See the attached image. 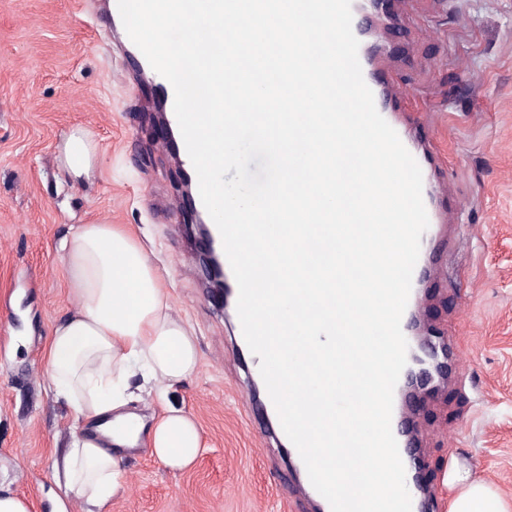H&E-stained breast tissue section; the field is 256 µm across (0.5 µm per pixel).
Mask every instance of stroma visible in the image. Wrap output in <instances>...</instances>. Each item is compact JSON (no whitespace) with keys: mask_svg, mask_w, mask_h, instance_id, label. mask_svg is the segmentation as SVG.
<instances>
[{"mask_svg":"<svg viewBox=\"0 0 512 512\" xmlns=\"http://www.w3.org/2000/svg\"><path fill=\"white\" fill-rule=\"evenodd\" d=\"M400 0L398 24L421 58L395 65L429 115L448 191L469 207L446 225L449 250L427 290L432 328L459 330L472 386L446 376L418 406L420 452L449 512L466 482L512 504V0ZM104 0H0V486L53 512L56 464L79 430L43 368L53 324L73 310L57 251L71 225L121 224L151 251L174 310L197 338L196 373L169 399L197 420L195 464L172 471L147 445L124 458L133 488L100 512H314L284 478L274 440L259 442L241 397L232 320L179 211L178 163L159 149L158 93ZM76 129L98 152L70 180L58 148Z\"/></svg>","mask_w":512,"mask_h":512,"instance_id":"stroma-1","label":"stroma"}]
</instances>
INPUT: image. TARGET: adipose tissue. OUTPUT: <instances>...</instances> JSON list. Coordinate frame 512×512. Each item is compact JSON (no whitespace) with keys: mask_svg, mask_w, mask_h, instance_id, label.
I'll use <instances>...</instances> for the list:
<instances>
[{"mask_svg":"<svg viewBox=\"0 0 512 512\" xmlns=\"http://www.w3.org/2000/svg\"><path fill=\"white\" fill-rule=\"evenodd\" d=\"M96 144L88 131L73 132L60 161L71 179L94 170ZM58 250L77 306L54 325L45 376L55 397L93 432L75 435L63 460L65 493L98 508L124 487L122 448L146 441L164 466L183 470L199 456L196 422L167 404L169 390L192 376L196 338L174 312L146 247L117 224L72 227ZM163 402L153 420L128 411L141 395ZM450 512H507L491 486L473 482Z\"/></svg>","mask_w":512,"mask_h":512,"instance_id":"ef3b65f1","label":"adipose tissue"}]
</instances>
